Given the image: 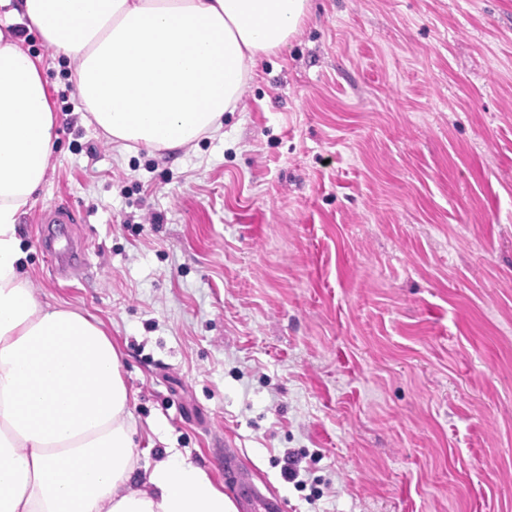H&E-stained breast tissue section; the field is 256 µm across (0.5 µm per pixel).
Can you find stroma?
I'll use <instances>...</instances> for the list:
<instances>
[{"label": "stroma", "mask_w": 512, "mask_h": 512, "mask_svg": "<svg viewBox=\"0 0 512 512\" xmlns=\"http://www.w3.org/2000/svg\"><path fill=\"white\" fill-rule=\"evenodd\" d=\"M22 47L58 126L23 270L116 343L140 466L225 491L229 444L283 512H512V0H312L175 151L112 142Z\"/></svg>", "instance_id": "stroma-1"}]
</instances>
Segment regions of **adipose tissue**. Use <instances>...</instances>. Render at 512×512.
<instances>
[{
    "mask_svg": "<svg viewBox=\"0 0 512 512\" xmlns=\"http://www.w3.org/2000/svg\"><path fill=\"white\" fill-rule=\"evenodd\" d=\"M310 0H0V512H236L175 453L135 476L119 354L91 315L41 303L18 220L42 186L56 121L18 28L75 64L74 91L125 148H185L221 130L257 59Z\"/></svg>",
    "mask_w": 512,
    "mask_h": 512,
    "instance_id": "ef3b65f1",
    "label": "adipose tissue"
}]
</instances>
